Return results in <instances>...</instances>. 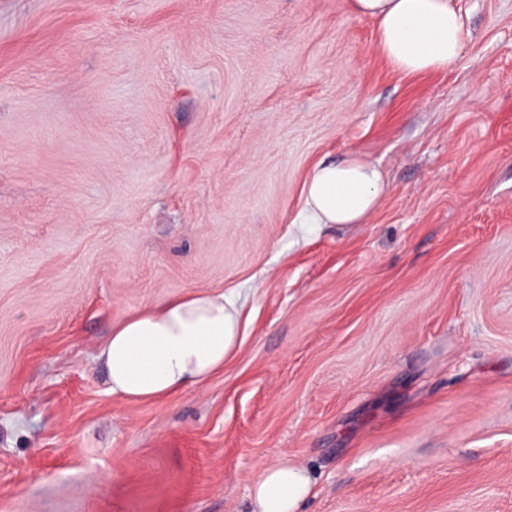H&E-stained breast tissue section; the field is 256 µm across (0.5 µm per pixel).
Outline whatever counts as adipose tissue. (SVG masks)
Wrapping results in <instances>:
<instances>
[{"mask_svg": "<svg viewBox=\"0 0 512 512\" xmlns=\"http://www.w3.org/2000/svg\"><path fill=\"white\" fill-rule=\"evenodd\" d=\"M355 14L378 24L381 53L405 73L445 71L461 53L465 23L453 0H352ZM385 190L378 168L356 158L318 164L303 186L311 224H358ZM241 343L233 296H172L112 327L98 357L108 389L128 402L157 401L221 372ZM314 480L303 465L280 461L255 480L251 512H299Z\"/></svg>", "mask_w": 512, "mask_h": 512, "instance_id": "1", "label": "adipose tissue"}]
</instances>
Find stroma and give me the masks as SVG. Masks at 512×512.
Here are the masks:
<instances>
[{"instance_id": "stroma-1", "label": "stroma", "mask_w": 512, "mask_h": 512, "mask_svg": "<svg viewBox=\"0 0 512 512\" xmlns=\"http://www.w3.org/2000/svg\"><path fill=\"white\" fill-rule=\"evenodd\" d=\"M409 75L350 0H0V512H512V0ZM386 192L300 221L319 162ZM236 291L243 342L164 401L114 323ZM314 480L303 465L283 460L265 467L255 480L251 512H301L312 496Z\"/></svg>"}]
</instances>
